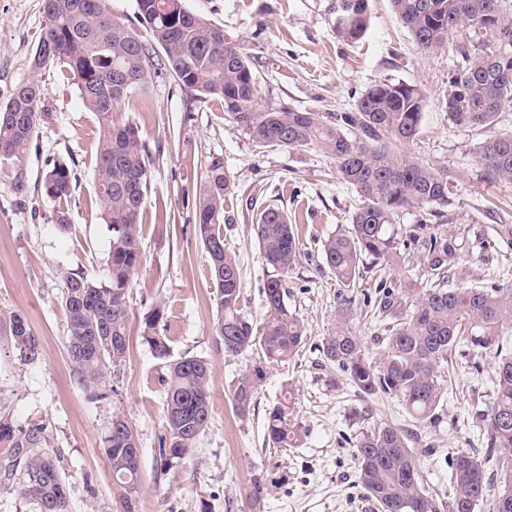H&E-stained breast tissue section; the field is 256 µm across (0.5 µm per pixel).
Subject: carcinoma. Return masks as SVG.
<instances>
[{
  "label": "carcinoma",
  "instance_id": "1",
  "mask_svg": "<svg viewBox=\"0 0 512 512\" xmlns=\"http://www.w3.org/2000/svg\"><path fill=\"white\" fill-rule=\"evenodd\" d=\"M415 48L430 53L449 37L477 32L481 22L492 29L483 39L456 44L459 60L448 75V117L459 125L483 126L512 106V0H389ZM138 25L113 16L106 0H42L45 27L33 54V76L0 102V171L22 193L27 186L23 168L37 125L44 117L41 71L52 63L76 86L85 108L99 125L95 166L104 223L112 233L108 254L110 281L96 283L84 273H69L62 288L67 323V353L87 386L99 384L107 370L125 360L129 351L128 290L141 265L140 214L150 188L152 171L142 151L138 128L118 124L114 112L127 93L144 86L161 60L187 89L217 97L224 112L260 146L301 152L319 148L336 164V176L354 188L357 205L351 223L324 244L326 264L336 280L351 288L363 277L365 260L393 263L397 255L396 218L409 208L421 209L419 223L435 224L443 214L435 206L448 203L452 185L448 171L426 165L407 151L421 132L426 95L404 82L382 81L357 100L351 112H301L266 109L258 101L248 57L224 39V28L185 9L183 0H136ZM355 7L336 21V35L360 39L369 25L368 0H351ZM149 33L145 40L138 29ZM484 177L512 184V134L486 140L476 151ZM44 194L56 204V224L70 226L72 173L62 162L48 164L42 180ZM231 179L224 162L213 159L196 201V230L208 256L217 289L220 314L215 331L224 352L239 355L253 348L269 362L295 355L304 338V325L288 308L283 277L298 261L299 242L288 215L277 207L261 211L252 224L266 265L277 272L262 289L266 319L258 328L241 306L242 282L236 260L224 247L225 196ZM431 278L407 282L399 291L377 296L374 311L387 324L378 359L367 354L362 337L352 330V297L336 308V330L324 337L325 359L347 375L363 398L377 394L399 398L419 425H432L448 398L445 364L459 344L481 358L499 351L503 329L512 325V286L448 288V270L455 249L448 234L425 241ZM164 310L153 309L141 332L154 356H170L167 338L156 332ZM8 332L20 358L35 362L41 342L28 320L15 312ZM167 390L164 461L181 460L211 418L212 368L203 357L170 362ZM494 398L485 420L484 453L460 450L451 463L452 491L444 498L432 492L420 469L415 444L421 435L383 423L355 436L357 485L379 512H475L488 492L487 471L499 486L492 512H512V357L494 367ZM264 379L256 366L237 379L232 403L238 416L249 415ZM290 405L269 409L267 443L288 448L298 429L290 426ZM137 439L121 414L112 418L104 451L112 473L129 492L140 483ZM0 469L21 475V495L37 512H68V491L56 458L45 448L44 427L17 426L0 415Z\"/></svg>",
  "mask_w": 512,
  "mask_h": 512
}]
</instances>
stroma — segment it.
I'll list each match as a JSON object with an SVG mask.
<instances>
[{"label": "stroma", "mask_w": 512, "mask_h": 512, "mask_svg": "<svg viewBox=\"0 0 512 512\" xmlns=\"http://www.w3.org/2000/svg\"><path fill=\"white\" fill-rule=\"evenodd\" d=\"M336 0H183L184 7L224 29L239 43L254 73L258 100L268 109L351 111L362 93L384 80L421 87L427 100L422 133L412 155L448 170L453 183L442 224L423 226L419 212L400 213L399 255L393 265L364 273L350 294L351 326L377 357L384 322L364 303L380 285L399 289L403 279L426 281L422 240L445 233L456 252L452 288L512 285V184L484 178L476 149L512 133V106L488 126L455 124L448 117L451 44L421 53L392 12L389 0H369L365 35L349 42L335 31ZM45 25L41 0H0V100L32 75L31 61ZM45 113L23 166L27 190L17 194L0 175V413L19 426L45 428L68 485V512H375L357 488L352 440L362 431L352 410L369 408L370 422L411 427L402 403L388 395L360 399L322 353L336 325L341 286L326 264L323 245L337 226L349 224L355 190L336 177L333 159L321 149L292 152L257 146L225 114L220 100H201L168 70L153 72L147 85L130 91L114 117L139 130L151 158L152 181L141 212L142 265L128 295L134 324L163 306L158 331L172 358L201 356L212 366L208 427L183 460L163 464L166 435L167 361L140 338L95 387L80 383L67 355L62 287L68 272L109 278L112 235L103 220L94 169L98 123L59 68L43 71ZM222 158L232 190L224 204V245L238 264L245 315L262 324V289L273 271L262 259L251 226L261 210L276 206L295 226L300 258L286 277L287 302L305 326L299 352L264 363L260 350L224 352L215 332L218 298L208 257L197 237L195 200L213 158ZM74 176L71 226L60 231L55 204L40 186L50 162ZM24 313L42 344L39 360L22 361L6 326ZM264 364L265 379L247 418L236 416L231 390L238 377ZM493 358L474 362L453 353L448 400L422 435L431 454L420 466L430 488L448 496L450 464L458 450L482 448L479 416L492 400ZM292 395L290 420L300 437L289 449L265 440L269 409ZM131 424L141 451V485L127 493L112 476L104 440L115 414Z\"/></svg>", "instance_id": "stroma-1"}]
</instances>
